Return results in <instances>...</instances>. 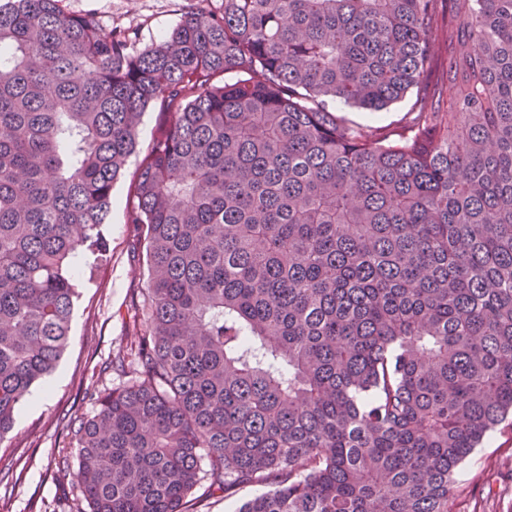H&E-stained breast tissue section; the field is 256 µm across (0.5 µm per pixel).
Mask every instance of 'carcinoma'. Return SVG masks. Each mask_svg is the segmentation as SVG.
Returning a JSON list of instances; mask_svg holds the SVG:
<instances>
[{
    "mask_svg": "<svg viewBox=\"0 0 512 512\" xmlns=\"http://www.w3.org/2000/svg\"><path fill=\"white\" fill-rule=\"evenodd\" d=\"M133 40L0 0V439L158 102L145 329L58 472L90 512H188L203 481L272 485L239 512H451L512 419V0H224ZM412 95L403 126L335 115Z\"/></svg>",
    "mask_w": 512,
    "mask_h": 512,
    "instance_id": "1",
    "label": "carcinoma"
}]
</instances>
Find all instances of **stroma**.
Listing matches in <instances>:
<instances>
[{"mask_svg":"<svg viewBox=\"0 0 512 512\" xmlns=\"http://www.w3.org/2000/svg\"><path fill=\"white\" fill-rule=\"evenodd\" d=\"M76 14L97 17L103 32L126 27L135 32L133 49L141 50L167 34L198 8H222L223 0H63ZM166 115L159 105L144 114L138 129V155L132 156L114 191L104 234L110 260L89 269L77 264L69 343L55 370L42 382L47 396L40 404L23 400L13 429L0 439V512H85L87 505L69 480L55 477L59 454L68 451L67 425L92 415L95 395L120 385L123 375L112 361L125 355L142 325L136 305L147 286L146 251L139 226L129 223L130 186L141 153L159 135ZM452 512H512V427L500 426L484 439L456 473Z\"/></svg>","mask_w":512,"mask_h":512,"instance_id":"35a3bbf8","label":"stroma"}]
</instances>
